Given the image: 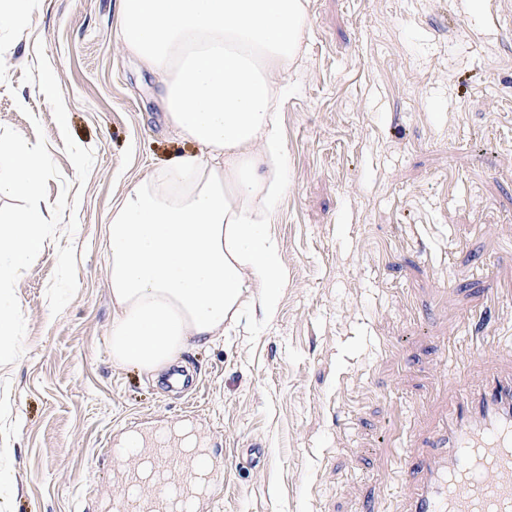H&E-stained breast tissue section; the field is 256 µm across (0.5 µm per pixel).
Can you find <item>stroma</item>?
<instances>
[{"label": "stroma", "instance_id": "1", "mask_svg": "<svg viewBox=\"0 0 512 512\" xmlns=\"http://www.w3.org/2000/svg\"><path fill=\"white\" fill-rule=\"evenodd\" d=\"M307 12L270 226L288 284L275 316L252 298L230 335L184 353L185 395L112 362L105 227L129 181L193 144L122 50L116 0H34L0 31V134L47 154L42 193L68 203L13 282L0 512H99L106 432L188 414L224 460L201 512H405L401 449L421 452L467 386L512 372V0ZM481 321L495 341L474 350Z\"/></svg>", "mask_w": 512, "mask_h": 512}]
</instances>
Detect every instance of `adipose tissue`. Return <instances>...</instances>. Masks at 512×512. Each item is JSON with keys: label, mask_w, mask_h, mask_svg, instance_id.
Here are the masks:
<instances>
[{"label": "adipose tissue", "mask_w": 512, "mask_h": 512, "mask_svg": "<svg viewBox=\"0 0 512 512\" xmlns=\"http://www.w3.org/2000/svg\"><path fill=\"white\" fill-rule=\"evenodd\" d=\"M118 39L163 82L169 126L196 145L129 183L106 228L115 365L161 375L194 344L223 335L260 296L275 312L288 283L270 222L288 186L276 82L301 53L305 0H117ZM47 158L0 136V338L14 332V277L46 247L59 203Z\"/></svg>", "instance_id": "1"}]
</instances>
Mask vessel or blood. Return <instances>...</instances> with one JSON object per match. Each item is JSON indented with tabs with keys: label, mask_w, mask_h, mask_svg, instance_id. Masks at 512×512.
<instances>
[{
	"label": "vessel or blood",
	"mask_w": 512,
	"mask_h": 512,
	"mask_svg": "<svg viewBox=\"0 0 512 512\" xmlns=\"http://www.w3.org/2000/svg\"><path fill=\"white\" fill-rule=\"evenodd\" d=\"M195 381L171 369L165 389L181 392ZM165 432L152 427L107 436L104 456L132 448L136 470L116 471L108 482L110 512H200L224 478V462L206 452L171 453ZM412 483L407 512H512V374L493 375L459 395L439 433L418 458L406 461ZM180 473L171 482V473Z\"/></svg>",
	"instance_id": "1"
}]
</instances>
